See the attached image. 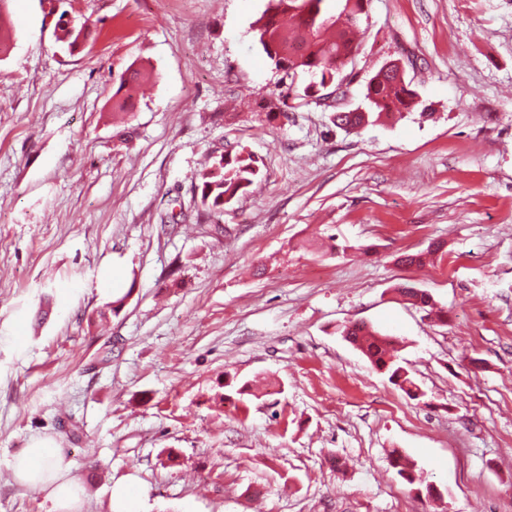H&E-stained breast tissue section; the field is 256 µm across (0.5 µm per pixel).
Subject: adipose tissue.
Returning <instances> with one entry per match:
<instances>
[{
  "label": "adipose tissue",
  "mask_w": 512,
  "mask_h": 512,
  "mask_svg": "<svg viewBox=\"0 0 512 512\" xmlns=\"http://www.w3.org/2000/svg\"><path fill=\"white\" fill-rule=\"evenodd\" d=\"M18 484L45 492L52 504L51 512H74L85 488L73 475V464L66 460L52 439H34L12 463Z\"/></svg>",
  "instance_id": "ef3b65f1"
}]
</instances>
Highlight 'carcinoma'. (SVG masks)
I'll use <instances>...</instances> for the list:
<instances>
[{
    "label": "carcinoma",
    "mask_w": 512,
    "mask_h": 512,
    "mask_svg": "<svg viewBox=\"0 0 512 512\" xmlns=\"http://www.w3.org/2000/svg\"><path fill=\"white\" fill-rule=\"evenodd\" d=\"M367 0H269L268 7L257 21L258 40L275 66L282 71L280 92L270 109L288 106V99L313 98L324 91L326 83L336 86L344 79L343 71L357 48L355 35L361 32ZM84 28H76L59 20L56 41L76 49L85 39ZM307 73L319 81L298 92L295 80ZM141 73L132 70L122 75L113 96L118 104L128 105L133 92L141 88ZM415 93L405 83L400 66L384 65L366 85L365 98L370 108L401 112L414 103ZM370 113L355 110L335 114L336 126L355 129L368 122ZM259 175L256 160L250 155L222 154L200 174V201L207 211H223L224 206L249 192ZM397 293L412 305L432 312L429 294L411 286L397 288ZM342 336L359 349L373 367L389 373V380L413 399L423 396L408 370L396 361L393 339L383 336L364 323L344 327ZM391 465L408 484L420 481L412 461L398 450L390 454Z\"/></svg>",
    "instance_id": "obj_1"
}]
</instances>
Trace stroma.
Segmentation results:
<instances>
[{"label":"stroma","instance_id":"obj_1","mask_svg":"<svg viewBox=\"0 0 512 512\" xmlns=\"http://www.w3.org/2000/svg\"><path fill=\"white\" fill-rule=\"evenodd\" d=\"M266 5L0 0V512H51L11 471L37 437L74 463L77 512L128 481L136 512H512V0H368L343 110L394 60L417 97L358 131L267 110ZM64 13L91 32L74 51ZM238 151L261 175L205 220L199 173ZM59 19L60 20L55 30L56 41L66 45L68 49L72 51L85 39V29L83 26L79 29L74 26H70L67 21L63 20V15H61ZM142 86L141 73L137 70L128 71L120 78L119 85L113 93L112 98L120 96L117 104L124 106L128 105L129 100L132 99L133 94ZM132 91V93H130ZM342 336L351 345L359 349L373 367L387 371L389 380L412 399L423 396L408 370L398 365L393 354V339L382 336L364 323L346 325Z\"/></svg>","mask_w":512,"mask_h":512}]
</instances>
